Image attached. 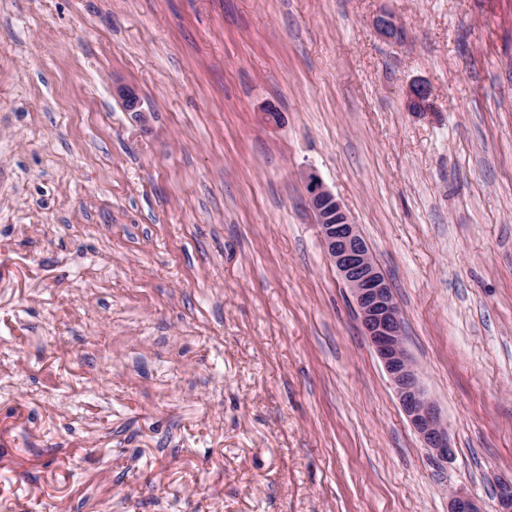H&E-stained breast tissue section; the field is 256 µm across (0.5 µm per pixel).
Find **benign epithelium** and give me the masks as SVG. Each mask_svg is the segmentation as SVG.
I'll use <instances>...</instances> for the list:
<instances>
[{"instance_id":"1","label":"benign epithelium","mask_w":512,"mask_h":512,"mask_svg":"<svg viewBox=\"0 0 512 512\" xmlns=\"http://www.w3.org/2000/svg\"><path fill=\"white\" fill-rule=\"evenodd\" d=\"M376 32L386 39L401 36L394 17L383 13L373 17ZM432 92L423 82L411 84L406 109L423 114L432 108ZM307 202L317 218L324 248L354 299L363 333L381 360L399 405L422 439L425 447L448 458L452 446L441 411L428 395L407 348L404 324L390 283L381 272L371 249L340 202L320 178L305 176ZM448 512H485L470 495L454 491ZM495 512H512V483H501L496 491Z\"/></svg>"}]
</instances>
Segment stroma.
Returning a JSON list of instances; mask_svg holds the SVG:
<instances>
[{
  "mask_svg": "<svg viewBox=\"0 0 512 512\" xmlns=\"http://www.w3.org/2000/svg\"><path fill=\"white\" fill-rule=\"evenodd\" d=\"M309 171L451 458L360 330ZM502 480L512 0H0V512H493ZM432 92L430 87L423 82L411 84L406 93L407 112L423 114L432 108ZM305 179L307 202L317 218L326 253L350 290L363 333L381 360L403 413L425 447L448 459L452 454L448 427L408 351L390 283L336 197L315 173Z\"/></svg>",
  "mask_w": 512,
  "mask_h": 512,
  "instance_id": "obj_1",
  "label": "stroma"
}]
</instances>
